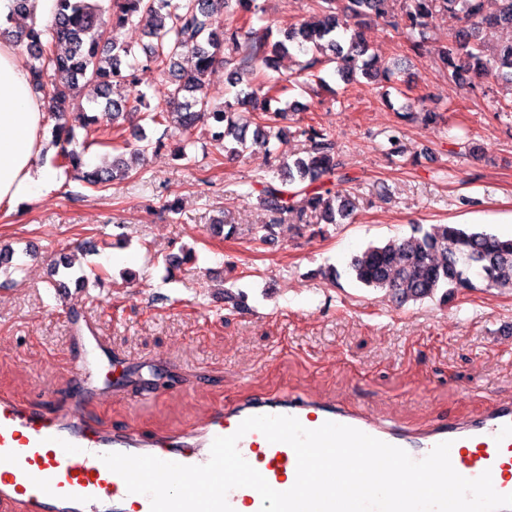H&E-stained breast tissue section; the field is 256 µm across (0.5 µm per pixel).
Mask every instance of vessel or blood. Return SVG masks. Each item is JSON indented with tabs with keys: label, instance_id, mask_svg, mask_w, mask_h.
I'll return each instance as SVG.
<instances>
[{
	"label": "vessel or blood",
	"instance_id": "1",
	"mask_svg": "<svg viewBox=\"0 0 512 512\" xmlns=\"http://www.w3.org/2000/svg\"><path fill=\"white\" fill-rule=\"evenodd\" d=\"M91 354L76 367L72 398L63 412L0 395V512H150V500L128 493L124 480L101 460L118 452L153 455L185 465L210 458L213 440L236 433L254 415H290L308 429L325 422L347 425L404 449L420 460L441 442H450L454 469L467 478L490 472L494 489L512 494V399L486 396L483 411L470 419L438 418L422 428L386 423L366 412L303 391L261 393L213 409L202 421L168 434L136 424L105 428L88 421L82 408L100 395L95 384L100 336L89 338ZM238 450L275 490L296 480L297 458L285 443H272L259 431L241 436ZM234 512H260L259 493L249 487L229 491Z\"/></svg>",
	"mask_w": 512,
	"mask_h": 512
}]
</instances>
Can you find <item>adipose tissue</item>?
I'll return each instance as SVG.
<instances>
[{"mask_svg":"<svg viewBox=\"0 0 512 512\" xmlns=\"http://www.w3.org/2000/svg\"><path fill=\"white\" fill-rule=\"evenodd\" d=\"M47 112L30 83L28 67L15 49L0 44V209L18 206L51 187L55 173L37 167Z\"/></svg>","mask_w":512,"mask_h":512,"instance_id":"adipose-tissue-1","label":"adipose tissue"}]
</instances>
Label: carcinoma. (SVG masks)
I'll return each mask as SVG.
<instances>
[{"instance_id":"carcinoma-1","label":"carcinoma","mask_w":512,"mask_h":512,"mask_svg":"<svg viewBox=\"0 0 512 512\" xmlns=\"http://www.w3.org/2000/svg\"><path fill=\"white\" fill-rule=\"evenodd\" d=\"M321 20L291 26L282 38L271 42L253 37L252 29L236 27L228 31L220 20L225 0H110L105 8L99 0H53L51 21L43 24L30 9V0H14V10L0 20V40L14 46L24 45L32 56L30 75L35 88H48L47 112L54 119L52 144L58 148V167L72 174L76 181L92 187H106L130 176L125 153L112 157L111 166L84 170L82 154L73 148L78 142L76 129L84 136L99 133L123 140V148L136 157L166 145L171 129L181 131L178 156L186 159V147L197 125L210 120L217 127L212 139L230 156L240 155L256 145L271 152V140L277 137L270 122L254 123V109L264 89L245 77L244 67L262 62L268 67L290 49L310 47L316 55L301 66L313 72L334 61L343 81L362 75L378 78L376 58L368 56L369 46L359 28L368 21L385 20L391 0H346L337 9V0H322ZM460 23L454 39L441 53V60L457 81L468 73L480 81L506 76L512 82V36L499 44L496 54L484 58L480 34L485 29L500 28L512 32V0H498L494 14L484 12L483 0H403V26L407 34L423 32L436 8ZM30 20L24 28L11 27L17 18ZM146 20L149 39L139 65L157 70L164 78L155 94L162 107L144 112L139 120L160 131L151 140L140 130L137 142L123 137L119 120L132 109L129 98L111 97L112 89L122 86L133 90L135 100L146 93L136 89L133 67L123 68L122 58L132 53L120 42L118 30L134 20ZM232 47L240 59L224 56V47ZM189 58L190 69L181 66ZM229 68L234 100L222 101L213 94L208 76L218 66ZM91 89L101 99L98 111L105 113L112 126L99 129L98 118L80 107L83 90ZM252 138H247L248 130ZM306 137L305 155L284 162L273 170L268 180L260 182L258 205L273 217L270 224H260L254 239L273 240L275 228L287 219L311 225V219L327 224H342L353 214L355 199L343 188L352 182L339 173L340 162L335 142L320 128L309 125L299 130ZM347 275L366 288L388 291L401 306L441 295L443 300L459 290L475 287L480 280L488 287L512 290V238L498 236L463 224H416L411 235L402 240L371 244L351 257ZM73 277L85 286L102 279L96 268L73 272L72 262L62 258L53 275Z\"/></svg>"}]
</instances>
